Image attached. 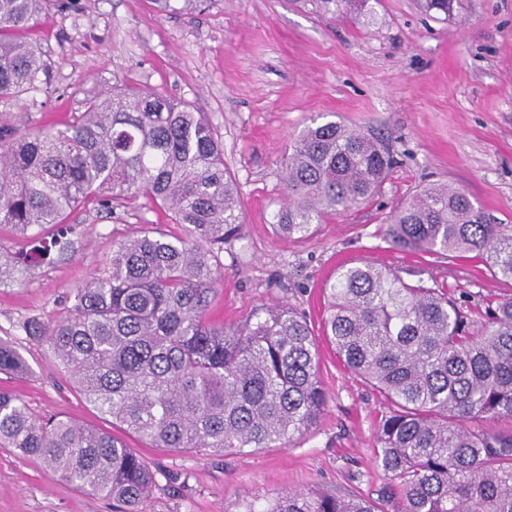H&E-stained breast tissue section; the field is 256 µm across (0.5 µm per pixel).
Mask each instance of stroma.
<instances>
[{
  "label": "stroma",
  "mask_w": 512,
  "mask_h": 512,
  "mask_svg": "<svg viewBox=\"0 0 512 512\" xmlns=\"http://www.w3.org/2000/svg\"><path fill=\"white\" fill-rule=\"evenodd\" d=\"M374 20L325 15L308 0H204L158 14L152 0H63L28 39L50 72L48 92L0 101V125L24 132L69 122L85 99L126 83L163 92L207 113L224 140L244 222L224 246L214 319L243 323L261 306L288 302L313 330L324 316L322 287L336 269L370 261L486 306L512 297L472 254L453 261L385 242L389 212L423 187L465 191L496 223L512 225V0H460L451 16H428L416 0H377ZM355 126L389 143L396 163L379 194L329 218L314 235L286 239L270 221L283 201L280 164L311 120ZM67 252L0 285V342L28 371L0 373V388L42 418L68 417L111 430L77 392L47 344L21 323L53 320L70 289L98 274L112 245L153 224L180 225L144 199L69 218ZM327 406L317 424L285 447L237 455L164 453L128 444L156 474L151 512H243L299 489L342 490L394 512L390 479L373 459L385 401L321 349ZM0 512H112L109 501L62 482L38 462L0 448Z\"/></svg>",
  "instance_id": "1"
}]
</instances>
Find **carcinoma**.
I'll list each match as a JSON object with an SVG mask.
<instances>
[{"mask_svg":"<svg viewBox=\"0 0 512 512\" xmlns=\"http://www.w3.org/2000/svg\"><path fill=\"white\" fill-rule=\"evenodd\" d=\"M49 0H0V99L49 82L24 34ZM370 0H312L325 14L369 17ZM455 0H420L445 16ZM382 141L315 120L282 161L285 202L271 227L314 233L328 216L368 201L392 166ZM170 214L183 235L141 231L113 245L99 275L68 293L55 319L21 328L44 341L83 399L129 436L165 451L242 453L285 445L327 406L319 342L287 303L226 328L209 307L224 243L243 223L224 140L190 106L119 85L86 101L65 128L16 135L0 126V228L32 242L22 263L0 249V284L68 247L70 212L128 199ZM383 238L399 250L474 253L512 280V226L494 224L463 191L425 188L390 216ZM322 336L339 360L389 403L375 462L390 475L396 512H512V298L464 308L437 284L408 282L369 262L342 266L323 288ZM0 344V372H23ZM0 447L41 462L61 480L148 512L155 475L116 436L70 418L44 421L0 390ZM245 512H378L339 492L289 491Z\"/></svg>","mask_w":512,"mask_h":512,"instance_id":"cac0c4a2","label":"carcinoma"}]
</instances>
